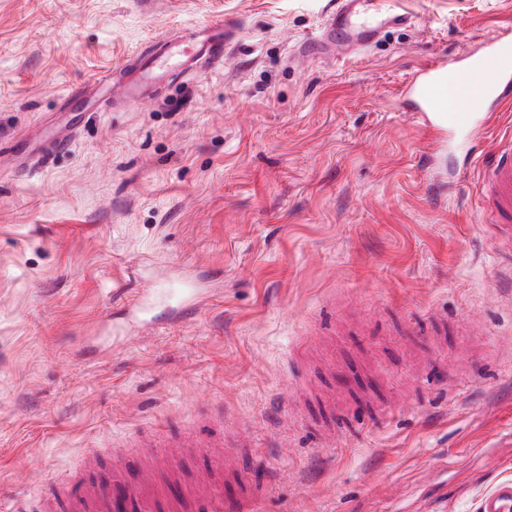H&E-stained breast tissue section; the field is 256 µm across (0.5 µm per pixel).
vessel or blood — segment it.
Returning a JSON list of instances; mask_svg holds the SVG:
<instances>
[{
  "label": "vessel or blood",
  "instance_id": "obj_1",
  "mask_svg": "<svg viewBox=\"0 0 512 512\" xmlns=\"http://www.w3.org/2000/svg\"><path fill=\"white\" fill-rule=\"evenodd\" d=\"M408 0H336L327 20L315 35L300 46L302 55L321 58L332 50L368 47L385 26L408 25L413 15ZM224 22H213L200 30L154 43L136 65L134 78L119 86L128 102H143L154 88L164 84L177 70L190 69L197 61H223L224 50L234 37ZM403 96L415 116L437 134L434 152L461 147L488 129L495 112L512 106V24L497 27L481 41L479 52L463 56L458 63L437 57L423 64L405 86ZM478 172L481 212L491 235L504 256L512 255V135L503 134L489 151L474 152ZM207 290L203 279L189 272L165 280L161 289L141 291L130 309L139 324H149L156 301H164L178 319L196 316ZM180 447L206 446L214 461L233 465L239 479H247L248 468L238 463L249 439L227 443L221 435L206 442L190 434ZM178 461L170 453L162 462L142 463L138 456L116 458L100 479L81 484L74 479L57 481L55 490L38 505L23 503L13 512H258L259 493L237 497L203 481L171 494L166 478ZM482 512H512V481H503L483 497Z\"/></svg>",
  "mask_w": 512,
  "mask_h": 512
}]
</instances>
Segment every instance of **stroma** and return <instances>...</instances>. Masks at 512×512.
<instances>
[{
  "label": "stroma",
  "mask_w": 512,
  "mask_h": 512,
  "mask_svg": "<svg viewBox=\"0 0 512 512\" xmlns=\"http://www.w3.org/2000/svg\"><path fill=\"white\" fill-rule=\"evenodd\" d=\"M329 0H0V491L31 499L133 436L223 410L275 473L260 512H478L512 480V266L462 150L401 105L512 0H426L372 46L307 59ZM227 20L219 64L151 99L71 90ZM62 152L37 154L52 131ZM206 275L189 321L131 292ZM288 397L282 428L268 412ZM215 476L188 449L175 482Z\"/></svg>",
  "instance_id": "1"
}]
</instances>
